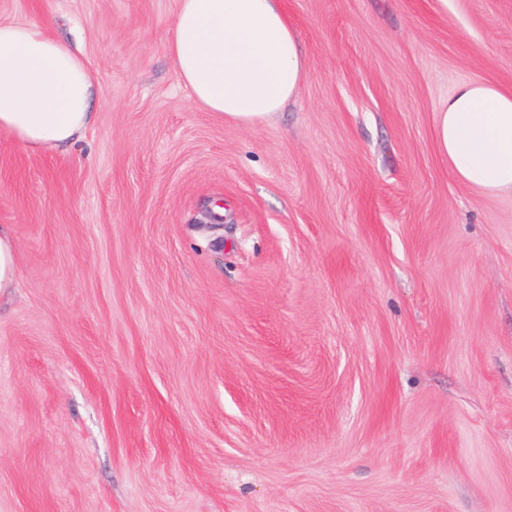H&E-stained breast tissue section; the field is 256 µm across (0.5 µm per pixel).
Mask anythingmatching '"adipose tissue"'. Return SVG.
<instances>
[{
    "label": "adipose tissue",
    "mask_w": 512,
    "mask_h": 512,
    "mask_svg": "<svg viewBox=\"0 0 512 512\" xmlns=\"http://www.w3.org/2000/svg\"><path fill=\"white\" fill-rule=\"evenodd\" d=\"M166 50L199 107L249 125L300 92L304 54L284 0H180ZM95 87L85 62L30 22H0V131L22 148L71 143L88 126ZM439 152L454 175L512 195V92L463 83L441 105Z\"/></svg>",
    "instance_id": "obj_1"
}]
</instances>
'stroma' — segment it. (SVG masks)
Listing matches in <instances>:
<instances>
[{
  "mask_svg": "<svg viewBox=\"0 0 512 512\" xmlns=\"http://www.w3.org/2000/svg\"><path fill=\"white\" fill-rule=\"evenodd\" d=\"M298 97L192 105L179 0H0L86 62L84 136L0 131V512H512V195L435 140L512 91V0H284ZM18 250L12 233L0 227V295L17 286Z\"/></svg>",
  "mask_w": 512,
  "mask_h": 512,
  "instance_id": "35a3bbf8",
  "label": "stroma"
}]
</instances>
